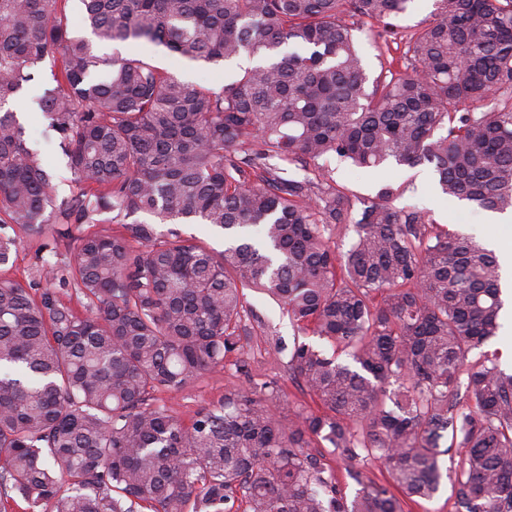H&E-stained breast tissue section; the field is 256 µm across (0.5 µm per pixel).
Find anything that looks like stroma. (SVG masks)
I'll return each instance as SVG.
<instances>
[{"mask_svg":"<svg viewBox=\"0 0 512 512\" xmlns=\"http://www.w3.org/2000/svg\"><path fill=\"white\" fill-rule=\"evenodd\" d=\"M433 0H412L408 11L396 18L395 35L382 39L369 33H358V46L369 77H376L391 61L400 59L403 51L401 37L416 30L428 21L433 11ZM157 66L181 75L185 80L204 86H221L228 73L223 67L202 63H189L172 56L165 48H157L154 55ZM26 136L36 142L41 150L45 168L52 174L58 196H69L73 187L71 175L65 167L60 149L44 137L46 121L39 111H29L24 122ZM337 185L345 187L359 198L375 197L386 185L402 190L397 206H411L429 216L434 222L446 225L453 231L473 235L476 240L488 244L494 241H512L511 224H489L484 212L472 206L459 205L457 200L441 194L436 186V177L430 165L423 164L409 169L392 163L376 169H359L349 163L331 160L328 164ZM52 260L58 268H65L73 259L66 243H57L54 250L43 249L41 241L24 242L17 258L8 269L9 277L29 281L36 278L45 260ZM251 374L241 372L234 359H227L223 367L206 374L183 392L160 393L159 398L183 420H190L199 408L215 402L225 392L244 389L250 379H278L282 395L277 402L280 411H287L296 404L311 405L312 400L302 382L291 379L283 362L277 361L272 349L262 339L251 341L247 348Z\"/></svg>","mask_w":512,"mask_h":512,"instance_id":"1","label":"stroma"}]
</instances>
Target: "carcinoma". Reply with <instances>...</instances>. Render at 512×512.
Returning <instances> with one entry per match:
<instances>
[{
	"label": "carcinoma",
	"instance_id": "cac0c4a2",
	"mask_svg": "<svg viewBox=\"0 0 512 512\" xmlns=\"http://www.w3.org/2000/svg\"><path fill=\"white\" fill-rule=\"evenodd\" d=\"M81 2L94 42L72 34L67 0H0V267L22 234L74 255L43 286L0 276V512H403L445 478L455 512H512V370L469 359L500 329L494 250L388 188L356 211L323 165L429 164L444 195L512 211V0H434L403 67L372 81L355 20L381 37L412 0ZM139 44L251 63L208 88L118 50ZM47 60L36 104L75 186L62 200L10 108ZM197 221L232 243L155 227ZM246 288L326 347L246 323ZM258 334L318 409L272 411L273 378L188 423L159 403L230 356L249 373ZM320 442L353 499L308 451ZM365 460L392 483L363 481ZM314 446L315 448H309V451L312 453L323 452L327 456L329 465L335 471L336 476L338 477L344 488V493L347 495L349 499H352L356 495V492L360 487L357 485L355 481L346 476L344 462L334 456L327 455V448H320L317 445Z\"/></svg>",
	"mask_w": 512,
	"mask_h": 512
}]
</instances>
